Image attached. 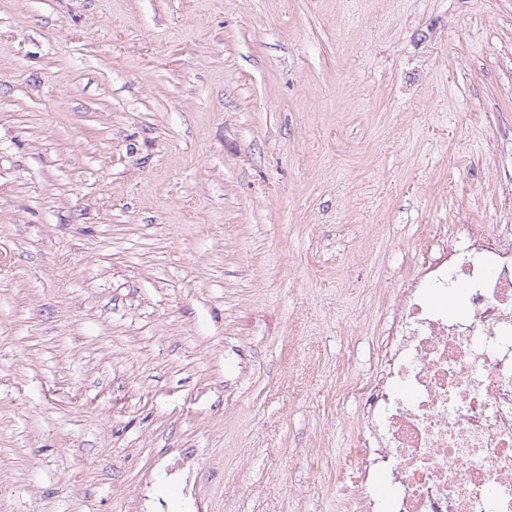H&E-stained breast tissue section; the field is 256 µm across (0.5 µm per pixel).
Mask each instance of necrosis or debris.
Wrapping results in <instances>:
<instances>
[{"mask_svg":"<svg viewBox=\"0 0 512 512\" xmlns=\"http://www.w3.org/2000/svg\"><path fill=\"white\" fill-rule=\"evenodd\" d=\"M423 250L392 299L381 367L356 388L354 510L512 512V225L436 226Z\"/></svg>","mask_w":512,"mask_h":512,"instance_id":"obj_1","label":"necrosis or debris"}]
</instances>
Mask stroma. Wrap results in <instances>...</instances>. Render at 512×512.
Returning a JSON list of instances; mask_svg holds the SVG:
<instances>
[{
	"mask_svg": "<svg viewBox=\"0 0 512 512\" xmlns=\"http://www.w3.org/2000/svg\"><path fill=\"white\" fill-rule=\"evenodd\" d=\"M511 179L512 0H0V512H351L390 297Z\"/></svg>",
	"mask_w": 512,
	"mask_h": 512,
	"instance_id": "35a3bbf8",
	"label": "stroma"
}]
</instances>
